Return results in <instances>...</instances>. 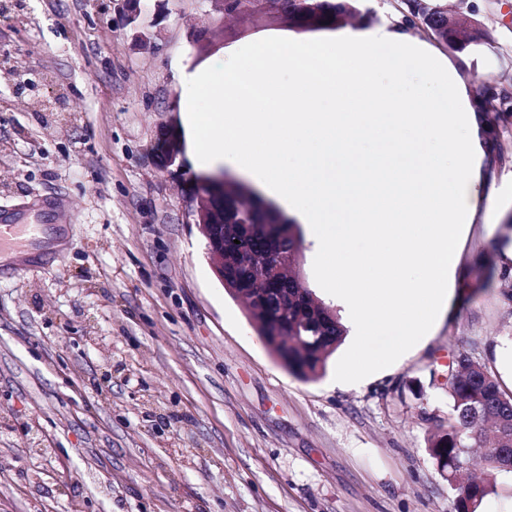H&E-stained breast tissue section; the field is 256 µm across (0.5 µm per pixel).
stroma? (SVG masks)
Returning <instances> with one entry per match:
<instances>
[{"label": "stroma", "instance_id": "stroma-1", "mask_svg": "<svg viewBox=\"0 0 512 512\" xmlns=\"http://www.w3.org/2000/svg\"><path fill=\"white\" fill-rule=\"evenodd\" d=\"M465 80L512 90V0ZM0 0V212L37 197L73 226L60 259L0 265V512H455L427 448L465 351L512 391V300L477 290L512 242V129L489 209L461 241L455 298L424 342L360 383L340 345L288 372L214 274L188 213L200 169L165 166L178 68L288 34L213 0Z\"/></svg>", "mask_w": 512, "mask_h": 512}]
</instances>
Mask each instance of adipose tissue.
<instances>
[{
	"label": "adipose tissue",
	"instance_id": "adipose-tissue-1",
	"mask_svg": "<svg viewBox=\"0 0 512 512\" xmlns=\"http://www.w3.org/2000/svg\"><path fill=\"white\" fill-rule=\"evenodd\" d=\"M178 86L199 168H237L310 225L350 330L342 375L416 345L451 303L460 233L485 197L480 109L456 64L399 24L368 25L231 49ZM356 238L365 249L336 262Z\"/></svg>",
	"mask_w": 512,
	"mask_h": 512
}]
</instances>
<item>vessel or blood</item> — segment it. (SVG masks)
Returning <instances> with one entry per match:
<instances>
[{"label": "vessel or blood", "mask_w": 512, "mask_h": 512, "mask_svg": "<svg viewBox=\"0 0 512 512\" xmlns=\"http://www.w3.org/2000/svg\"><path fill=\"white\" fill-rule=\"evenodd\" d=\"M35 221L15 215L0 220V252L17 249L23 255L33 256L49 244L59 241L67 232L65 226L54 224V206L45 199L35 204Z\"/></svg>", "instance_id": "b4317fda"}]
</instances>
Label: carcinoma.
Returning <instances> with one entry per match:
<instances>
[{
	"label": "carcinoma",
	"instance_id": "obj_1",
	"mask_svg": "<svg viewBox=\"0 0 512 512\" xmlns=\"http://www.w3.org/2000/svg\"><path fill=\"white\" fill-rule=\"evenodd\" d=\"M229 14L273 15L286 25L301 31L336 29L344 24L365 26L372 22L370 9L361 0H227L224 4ZM401 23L410 26L419 22L425 26L439 45L458 53L471 55L484 43L486 30H481L470 42L463 44L448 32V4L446 0H397ZM482 119H499L512 114V92L488 83L479 93ZM486 135L493 141L487 157L488 168L501 159L498 132L488 126ZM256 204L253 192L245 188L224 189V213H235L242 224H261L270 220L279 224V242H268L267 263L278 266L274 255L278 248L302 251L303 238L299 225L286 218L276 207L268 205L264 215L252 214L248 206ZM255 286L253 268L248 262L239 263L232 274L224 279L229 294L241 288ZM302 294L289 292L288 315L270 311L292 340L296 334L304 336L297 344L278 342L272 328L262 318L252 317L258 333L282 363L294 374L310 380L325 370L328 358L342 343L346 330L335 310L320 301L313 291L301 284ZM448 396L451 414L448 426L438 424L429 438V448L438 468L453 483L466 462L469 449L486 448L488 470L493 473L512 472V392L501 387L497 376L484 364L465 352L458 353L448 366ZM489 483L471 482L458 488V512H476L487 495Z\"/></svg>",
	"mask_w": 512,
	"mask_h": 512
}]
</instances>
